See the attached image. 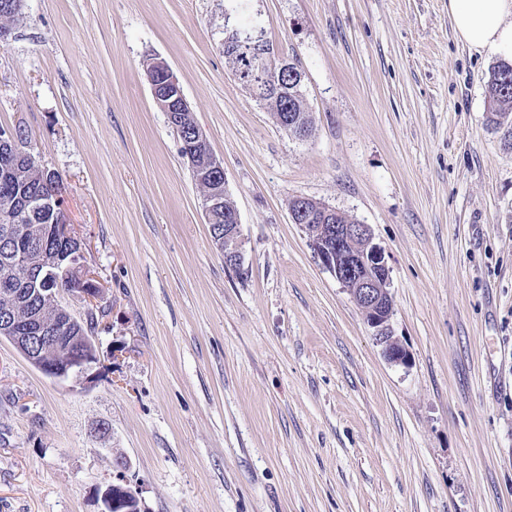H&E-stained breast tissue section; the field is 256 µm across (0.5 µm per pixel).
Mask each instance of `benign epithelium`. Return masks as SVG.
Segmentation results:
<instances>
[{"label": "benign epithelium", "instance_id": "7a95c632", "mask_svg": "<svg viewBox=\"0 0 512 512\" xmlns=\"http://www.w3.org/2000/svg\"><path fill=\"white\" fill-rule=\"evenodd\" d=\"M255 68L263 74L268 70L288 74L290 64L284 59L275 60L274 47L265 45L257 51ZM146 74L151 86L153 97L165 113L167 122L172 127L183 119L190 111L179 78L163 61H152L147 64ZM183 158L194 174V180L204 189L203 213L206 223H212L214 212L224 207L227 199L226 187L219 183L224 175L222 162L214 155L210 142L199 126H194L189 148ZM60 210L59 197L52 199L34 197L25 202L21 208L7 203L0 208V222L12 230L17 223V213ZM292 223L302 226L308 234L309 243L322 265L346 288L354 301L365 314L367 324L373 329L377 344L382 347L385 359L392 364L404 365L408 355L404 350L396 349L398 342L393 338L391 318L393 301L389 291V268L384 250L373 243V235L369 225L353 222L337 223L340 212L326 205L312 210L306 199L297 198L289 206ZM50 230L59 237L73 243L67 254L39 255L26 257L23 262V273L29 278H40L43 282L57 283L68 278H76L81 287L76 289L84 299L93 301L99 294V288L87 274L79 271L80 246L70 235L67 220L50 226ZM224 263L235 269L242 270V243L240 234V218L236 209H231L230 223L224 225ZM26 320L37 323V331L44 334V340L53 342L60 329V323L47 321L43 318V309L27 311ZM25 358L45 375L62 379L71 374L83 373L98 361L96 349L92 342L87 348L74 356L57 352V360L49 363L45 353L27 349Z\"/></svg>", "mask_w": 512, "mask_h": 512}]
</instances>
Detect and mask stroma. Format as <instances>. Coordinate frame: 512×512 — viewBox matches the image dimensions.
<instances>
[{
    "instance_id": "1",
    "label": "stroma",
    "mask_w": 512,
    "mask_h": 512,
    "mask_svg": "<svg viewBox=\"0 0 512 512\" xmlns=\"http://www.w3.org/2000/svg\"><path fill=\"white\" fill-rule=\"evenodd\" d=\"M298 65L290 137L233 74L224 0H24L0 42V128L58 172L108 311L82 374L0 338V512H101L115 462L143 512H512V149L498 57L448 0H244ZM176 73L224 166L244 269L151 92ZM369 225L389 363L289 203ZM487 93L496 115L512 111V62L502 61L495 67ZM57 350V360L51 363L45 360V353L43 350H23L25 358L36 368H38L45 375L62 379L67 378L71 374L83 373L94 363H97L98 358L96 349L92 340L87 342V348L82 353L74 356L64 354L57 349L56 345L53 346Z\"/></svg>"
}]
</instances>
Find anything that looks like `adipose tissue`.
<instances>
[{
	"instance_id": "ef3b65f1",
	"label": "adipose tissue",
	"mask_w": 512,
	"mask_h": 512,
	"mask_svg": "<svg viewBox=\"0 0 512 512\" xmlns=\"http://www.w3.org/2000/svg\"><path fill=\"white\" fill-rule=\"evenodd\" d=\"M448 15L460 41L512 59V0H448Z\"/></svg>"
}]
</instances>
